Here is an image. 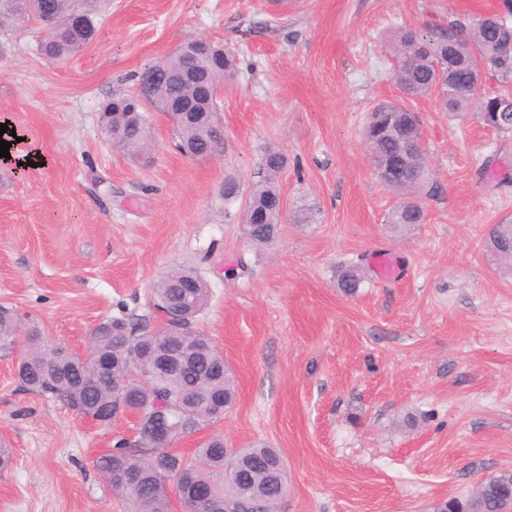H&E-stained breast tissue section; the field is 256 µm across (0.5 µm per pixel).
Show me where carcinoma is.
Masks as SVG:
<instances>
[{
    "instance_id": "1",
    "label": "carcinoma",
    "mask_w": 512,
    "mask_h": 512,
    "mask_svg": "<svg viewBox=\"0 0 512 512\" xmlns=\"http://www.w3.org/2000/svg\"><path fill=\"white\" fill-rule=\"evenodd\" d=\"M103 0H17L0 9V29L34 15L52 18L40 46L41 54L63 61L85 49L97 28L94 14ZM394 58L393 79L412 99L437 94L450 112L475 109L482 121L502 133H512V91L488 90L483 85L486 67L509 68L512 64V24L496 14L477 18L470 26L450 25L440 32L425 34L409 27H397L388 37ZM162 66L148 92L149 104L167 102L174 106L194 102L193 118L178 120L174 130L180 149L204 159L221 140L219 119L206 111L200 88L176 80V74L191 66L203 68L209 81H222L236 70L235 57L209 45L192 56L168 54L147 64L137 78ZM132 94H118L102 105L101 123L113 144L129 156L139 154L148 139L144 109L132 108ZM389 118L385 107L371 112L372 129L368 151L383 157L398 150L393 137L382 134ZM288 167V156L280 150L267 151L261 161L263 179L255 183L244 204L245 229L256 246L271 243L278 234L277 213H267L266 223H257L258 214L279 195L278 176ZM430 178L427 154L401 170L386 186L402 195L394 206L391 223L401 227L420 224L424 209L418 201ZM490 245L500 258L512 259V224H497ZM364 274L349 267L338 275L337 285L347 294L361 288ZM155 305L170 316L157 328L133 321L124 315L99 323L89 342L95 353L79 367L58 357L36 337L20 350L22 364L18 382L27 390L62 400L78 414L107 412L120 405L151 409L162 397L172 408L170 442L199 429L202 423L224 416L235 400L236 390L224 357L198 327L208 288L191 268H177L157 280L152 289ZM18 319L0 311V350H16ZM184 345L194 354V362L184 368L158 372L153 352ZM280 459L274 448H224V438L215 435L200 445L195 459L188 460L170 451L147 434L142 426L138 440L116 442L112 451L97 460L112 490L132 500L135 512H171L170 495H175L183 512H277L287 484L274 473ZM209 482V497L197 500L194 490L199 480ZM479 498H451L435 507V512H504L512 505V471L504 470L483 479Z\"/></svg>"
}]
</instances>
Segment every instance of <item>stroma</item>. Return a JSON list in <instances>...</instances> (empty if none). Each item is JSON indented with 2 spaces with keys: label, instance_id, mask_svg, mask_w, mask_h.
<instances>
[{
  "label": "stroma",
  "instance_id": "1",
  "mask_svg": "<svg viewBox=\"0 0 512 512\" xmlns=\"http://www.w3.org/2000/svg\"><path fill=\"white\" fill-rule=\"evenodd\" d=\"M503 0H111L95 39L66 61L39 51L44 27L0 29V121L47 165L0 163V305L22 327L83 352L101 321L161 323L152 288L193 267L208 285L198 317L229 366L236 401L174 446L213 435L278 449V512H433L512 470V268L489 247L512 222V133L437 96L411 100L431 175L423 223L393 229L396 196L370 165L372 108L399 99L387 46L398 25L445 29L503 12ZM193 36L223 45L224 140L182 153L148 110L150 146L133 161L99 108L134 88L149 61ZM288 159L273 244L242 230L243 194L265 151ZM390 255L395 277L372 264ZM358 263L366 280L343 293ZM0 351V512H132L96 467L133 424L100 425L21 387Z\"/></svg>",
  "mask_w": 512,
  "mask_h": 512
}]
</instances>
